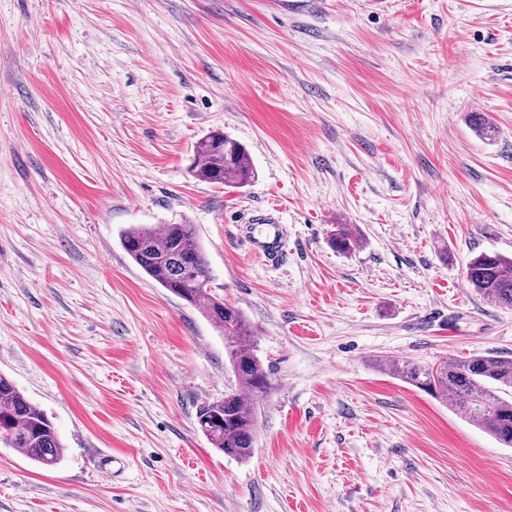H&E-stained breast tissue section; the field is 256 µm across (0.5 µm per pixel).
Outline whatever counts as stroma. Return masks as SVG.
<instances>
[{
	"instance_id": "1",
	"label": "stroma",
	"mask_w": 512,
	"mask_h": 512,
	"mask_svg": "<svg viewBox=\"0 0 512 512\" xmlns=\"http://www.w3.org/2000/svg\"><path fill=\"white\" fill-rule=\"evenodd\" d=\"M216 129L251 185L192 176ZM273 202L278 267L237 236ZM183 222L270 373L245 462L196 427L223 336L120 241ZM484 251L512 256V0H0V373L65 446H0V512H512V447L379 365L512 358ZM360 243V234L350 224H337L329 236L330 246L340 253H349Z\"/></svg>"
}]
</instances>
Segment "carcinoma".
I'll return each instance as SVG.
<instances>
[{
    "instance_id": "obj_1",
    "label": "carcinoma",
    "mask_w": 512,
    "mask_h": 512,
    "mask_svg": "<svg viewBox=\"0 0 512 512\" xmlns=\"http://www.w3.org/2000/svg\"><path fill=\"white\" fill-rule=\"evenodd\" d=\"M199 180L241 188L257 177L246 148L228 135L209 132L194 145ZM361 236L349 224L331 231L329 244L340 253L359 246ZM126 253L149 277L172 294L199 308L222 335L238 388L197 412V424L210 444L240 461L252 457L255 443L254 399L267 392L269 373L257 357L254 333L243 312L197 288L211 281V269L193 224H167L162 230L137 224L123 233ZM466 281L484 298L512 308V258L482 252L467 264ZM389 372L404 382L449 401L500 444L512 447V358L476 355L444 360L436 366L403 361ZM0 444L49 468L63 456L64 444L53 421L6 375L0 374Z\"/></svg>"
}]
</instances>
